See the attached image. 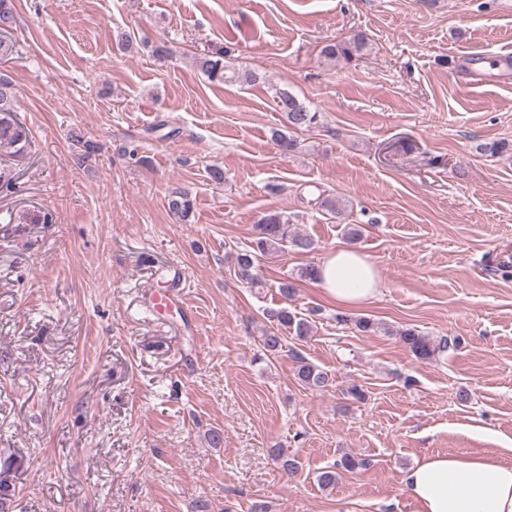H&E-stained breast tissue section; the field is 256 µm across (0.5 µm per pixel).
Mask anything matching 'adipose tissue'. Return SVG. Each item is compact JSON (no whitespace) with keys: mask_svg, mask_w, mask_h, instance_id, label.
<instances>
[{"mask_svg":"<svg viewBox=\"0 0 512 512\" xmlns=\"http://www.w3.org/2000/svg\"><path fill=\"white\" fill-rule=\"evenodd\" d=\"M317 285L338 306L357 308L375 299L381 280L368 255L339 247L321 260ZM400 492L418 512H512V465L462 454L429 455L404 473Z\"/></svg>","mask_w":512,"mask_h":512,"instance_id":"ef3b65f1","label":"adipose tissue"}]
</instances>
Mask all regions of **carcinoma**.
<instances>
[{
  "mask_svg": "<svg viewBox=\"0 0 512 512\" xmlns=\"http://www.w3.org/2000/svg\"><path fill=\"white\" fill-rule=\"evenodd\" d=\"M2 24L5 25L6 33L0 32V60L8 61L19 54L18 44L12 37L15 24L13 0H0V25ZM366 46L367 37L359 34L348 42L324 46L321 49V55L326 58L348 59L361 53ZM195 63L213 81L252 84L258 80L256 73L236 69L224 63L221 52L216 55L205 54L197 57ZM274 98L279 110L285 114L288 129L308 130L317 125L319 113L309 109L287 90L276 89ZM18 112V97L14 84L0 73V148L10 150V156L14 161L12 165H0V193L5 195L16 190V166L26 159L32 148L29 129L19 118ZM195 202L196 196L186 185L177 183L168 190L169 212L181 224L191 223ZM290 247L310 252L314 249V242L296 233L292 216L283 212L266 214L255 224V234L250 245L236 253L235 274L250 287H260L263 285L260 275L262 259L273 257ZM265 318L276 324V330L265 332L261 339V351L269 362L283 353L285 337L280 335V330L287 331L299 341L308 339L313 333V319L286 306L266 311ZM396 335L420 360L435 358L448 348L447 340L436 341L414 328L399 329ZM292 358L296 363L295 379L300 386L312 391H324L332 385L328 373L322 368L297 352L292 354ZM360 466L362 462L346 455L336 464L324 468L318 475L317 482L324 489L333 488L342 473L351 472Z\"/></svg>",
  "mask_w": 512,
  "mask_h": 512,
  "instance_id": "1",
  "label": "carcinoma"
}]
</instances>
